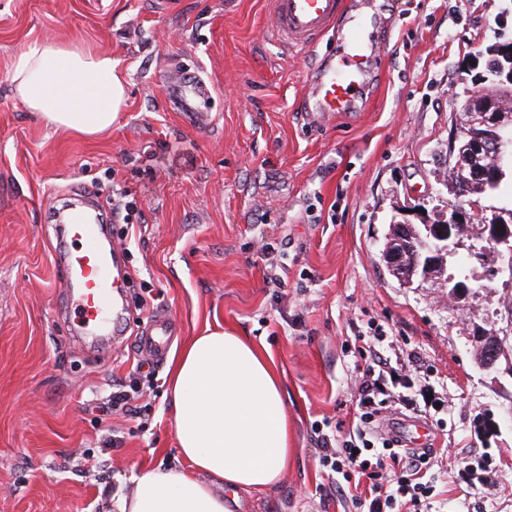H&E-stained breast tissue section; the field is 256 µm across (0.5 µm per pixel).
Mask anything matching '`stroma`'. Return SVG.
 <instances>
[{"instance_id": "35a3bbf8", "label": "stroma", "mask_w": 512, "mask_h": 512, "mask_svg": "<svg viewBox=\"0 0 512 512\" xmlns=\"http://www.w3.org/2000/svg\"><path fill=\"white\" fill-rule=\"evenodd\" d=\"M377 2L368 89L356 111L313 120L301 98L340 41L275 42L269 0H0V512H108L142 473L184 467L169 366L145 414L106 409L113 385L136 378L141 322L161 307L183 339L209 327L250 337L283 377L295 453L277 486L232 512H356L331 490L314 430L349 421L355 339L378 327L447 399L443 431L390 417L403 439L422 426L446 449L447 512H512V254L471 252V236L407 285L382 256L391 225L456 202L448 144L467 99L491 87L486 48L512 41V0ZM45 39L111 54L127 101L109 131L54 129L15 97L18 55ZM184 72L212 87L205 127L169 105ZM84 193L104 220L129 202L141 212L125 334L109 346L71 335L56 262L58 199ZM261 241L285 254L281 287ZM484 336L502 350L489 369ZM487 452L496 487L481 496L457 471Z\"/></svg>"}]
</instances>
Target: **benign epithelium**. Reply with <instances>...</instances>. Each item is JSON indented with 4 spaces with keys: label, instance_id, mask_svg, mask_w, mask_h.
I'll return each instance as SVG.
<instances>
[{
    "label": "benign epithelium",
    "instance_id": "7a95c632",
    "mask_svg": "<svg viewBox=\"0 0 512 512\" xmlns=\"http://www.w3.org/2000/svg\"><path fill=\"white\" fill-rule=\"evenodd\" d=\"M486 69L494 92L483 94V101L477 105L469 104V112L473 115L470 129L463 131L448 150L449 170L463 187L473 182L485 189L496 187L503 177L502 161L512 157V128L502 124L495 111L498 98L512 94V45L497 46L494 58L486 62ZM482 151L494 152L497 159L494 167L472 169L463 164L464 155ZM511 213L502 209L488 218L477 202L461 197L448 207V214L424 225L423 233L413 224L392 225L383 249L384 260L395 278L409 284L418 273L425 274L441 265L448 243L456 244L461 239L459 226L474 221L477 216L484 224L481 249L498 251L504 248L512 254V226L505 219ZM482 343V366L491 368L499 360V341L495 336H485Z\"/></svg>",
    "mask_w": 512,
    "mask_h": 512
}]
</instances>
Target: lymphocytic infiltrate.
I'll list each match as a JSON object with an SVG mask.
<instances>
[{
    "label": "lymphocytic infiltrate",
    "mask_w": 512,
    "mask_h": 512,
    "mask_svg": "<svg viewBox=\"0 0 512 512\" xmlns=\"http://www.w3.org/2000/svg\"><path fill=\"white\" fill-rule=\"evenodd\" d=\"M358 385L347 427L319 431V460L340 496L361 512H431L436 495L431 452L400 448L380 433L383 414L405 409L444 425L447 405L429 399L432 387L419 374L415 355H402L385 333L358 339Z\"/></svg>",
    "instance_id": "1"
}]
</instances>
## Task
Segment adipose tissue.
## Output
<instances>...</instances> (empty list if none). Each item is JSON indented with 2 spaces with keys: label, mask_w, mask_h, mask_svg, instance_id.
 <instances>
[{
  "label": "adipose tissue",
  "mask_w": 512,
  "mask_h": 512,
  "mask_svg": "<svg viewBox=\"0 0 512 512\" xmlns=\"http://www.w3.org/2000/svg\"><path fill=\"white\" fill-rule=\"evenodd\" d=\"M25 107L54 128L95 135L126 103L112 57L52 39L34 43L11 73ZM171 398L187 469L140 475L115 512H230L242 492L274 488L293 454L283 382L269 351L227 330L194 337L173 360ZM222 483L216 493L210 479Z\"/></svg>",
  "instance_id": "1"
}]
</instances>
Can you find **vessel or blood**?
I'll return each instance as SVG.
<instances>
[{
  "mask_svg": "<svg viewBox=\"0 0 512 512\" xmlns=\"http://www.w3.org/2000/svg\"><path fill=\"white\" fill-rule=\"evenodd\" d=\"M270 14L273 34L292 47H309L331 29H339L341 53L318 64L303 104L320 118L351 111L367 84L378 47L372 15L352 14L348 0H270ZM210 94L204 80L182 76L172 83L170 99L191 122L204 126L209 116L199 110L198 103ZM58 222L64 237L76 243L61 258L66 292L77 310L75 329L89 335H120L124 299L117 263L121 249L107 246L104 225L87 208L59 210ZM178 333L175 319L166 311H156L138 336L136 348L162 363Z\"/></svg>",
  "mask_w": 512,
  "mask_h": 512,
  "instance_id": "vessel-or-blood-1",
  "label": "vessel or blood"
}]
</instances>
